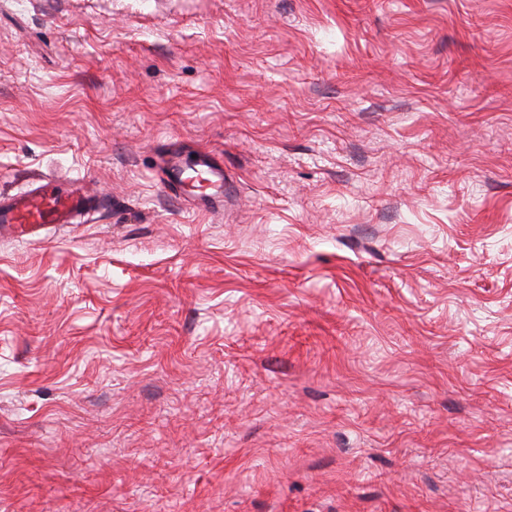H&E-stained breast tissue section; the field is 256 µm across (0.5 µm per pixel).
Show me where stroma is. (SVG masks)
Instances as JSON below:
<instances>
[{"instance_id": "stroma-1", "label": "stroma", "mask_w": 512, "mask_h": 512, "mask_svg": "<svg viewBox=\"0 0 512 512\" xmlns=\"http://www.w3.org/2000/svg\"><path fill=\"white\" fill-rule=\"evenodd\" d=\"M38 175L107 207L0 238V512H512V0H0ZM163 165L168 185L189 188L194 205L207 211L224 208V166L209 151H203L193 167H183L172 158Z\"/></svg>"}]
</instances>
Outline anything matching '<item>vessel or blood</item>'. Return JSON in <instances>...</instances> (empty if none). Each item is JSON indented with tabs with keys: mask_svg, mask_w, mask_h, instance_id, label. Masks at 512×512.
Returning a JSON list of instances; mask_svg holds the SVG:
<instances>
[{
	"mask_svg": "<svg viewBox=\"0 0 512 512\" xmlns=\"http://www.w3.org/2000/svg\"><path fill=\"white\" fill-rule=\"evenodd\" d=\"M168 185L184 186L196 207L216 210L224 206V166L211 152H201L191 167L168 159L163 165ZM87 192L63 187L47 179L26 193L0 197V232L22 237L46 224H81L90 215Z\"/></svg>",
	"mask_w": 512,
	"mask_h": 512,
	"instance_id": "1",
	"label": "vessel or blood"
}]
</instances>
